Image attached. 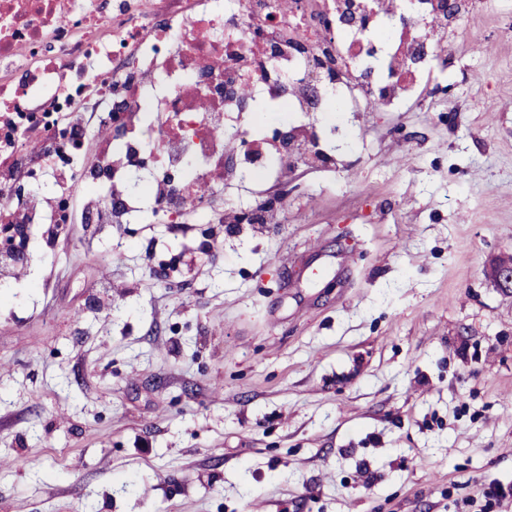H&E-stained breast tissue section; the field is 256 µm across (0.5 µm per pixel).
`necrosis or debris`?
I'll return each instance as SVG.
<instances>
[{"mask_svg":"<svg viewBox=\"0 0 512 512\" xmlns=\"http://www.w3.org/2000/svg\"><path fill=\"white\" fill-rule=\"evenodd\" d=\"M360 14V0H0V97L10 101L0 115V157L11 162L0 166V192L21 222L32 218L34 203L19 186L39 176L24 120L31 113L57 130L54 157L70 173L43 197L47 222H56L59 200L106 184L110 223H127L162 186L149 179L139 196L127 187L140 158L157 150L172 175H190L205 196L153 206L155 219L177 224L191 211L210 222L206 171L215 157L229 148L257 177L269 172L241 120L248 102L295 117L363 112L372 100L387 111L424 90L388 73L423 80L458 50L442 0H382L366 24ZM64 76L72 92L62 97ZM91 103L112 141L107 159L94 162L67 135Z\"/></svg>","mask_w":512,"mask_h":512,"instance_id":"necrosis-or-debris-1","label":"necrosis or debris"}]
</instances>
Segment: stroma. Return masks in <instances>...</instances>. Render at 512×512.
Here are the masks:
<instances>
[{
  "label": "stroma",
  "mask_w": 512,
  "mask_h": 512,
  "mask_svg": "<svg viewBox=\"0 0 512 512\" xmlns=\"http://www.w3.org/2000/svg\"><path fill=\"white\" fill-rule=\"evenodd\" d=\"M440 82L307 113L335 160L273 176L283 222L35 226L0 287V512H457L512 486V296L483 276L512 253V43L468 40Z\"/></svg>",
  "instance_id": "1"
}]
</instances>
